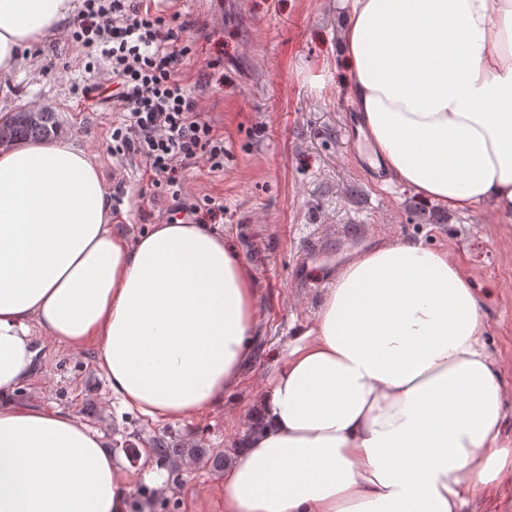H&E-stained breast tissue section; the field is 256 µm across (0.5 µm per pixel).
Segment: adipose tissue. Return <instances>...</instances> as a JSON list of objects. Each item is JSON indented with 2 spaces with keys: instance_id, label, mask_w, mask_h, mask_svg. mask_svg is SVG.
Returning a JSON list of instances; mask_svg holds the SVG:
<instances>
[{
  "instance_id": "ef3b65f1",
  "label": "adipose tissue",
  "mask_w": 512,
  "mask_h": 512,
  "mask_svg": "<svg viewBox=\"0 0 512 512\" xmlns=\"http://www.w3.org/2000/svg\"><path fill=\"white\" fill-rule=\"evenodd\" d=\"M76 0H0V76ZM347 95L390 177L512 223V0H350ZM259 285L207 224L112 225L97 163L65 141L0 153V512H129L138 469L78 415L15 392L42 342L95 346L113 400L159 423L221 406L250 357ZM461 263L388 238L337 272L243 412L224 512H487L512 480L506 391Z\"/></svg>"
}]
</instances>
